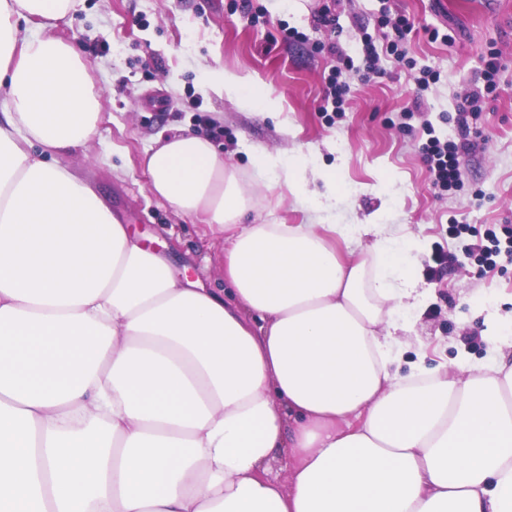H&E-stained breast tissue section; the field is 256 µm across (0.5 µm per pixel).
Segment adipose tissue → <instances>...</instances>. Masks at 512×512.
<instances>
[{
    "instance_id": "ef3b65f1",
    "label": "adipose tissue",
    "mask_w": 512,
    "mask_h": 512,
    "mask_svg": "<svg viewBox=\"0 0 512 512\" xmlns=\"http://www.w3.org/2000/svg\"><path fill=\"white\" fill-rule=\"evenodd\" d=\"M81 2L0 0V512H512V315L476 296L483 364L403 362L425 291L401 226L242 223L255 192L181 131L146 151L148 189L223 232L224 283L176 277L59 162L100 119L53 34ZM254 164L313 211L336 199L340 168Z\"/></svg>"
}]
</instances>
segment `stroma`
Masks as SVG:
<instances>
[{
    "label": "stroma",
    "instance_id": "1",
    "mask_svg": "<svg viewBox=\"0 0 512 512\" xmlns=\"http://www.w3.org/2000/svg\"><path fill=\"white\" fill-rule=\"evenodd\" d=\"M260 15L250 23L236 0H82L60 21L58 37L73 43L89 65L102 99L98 134L87 153L70 164L105 193L132 235L174 263L177 276L218 285L223 280L224 235L200 217L174 212L148 190L141 164L146 148L179 129L210 135L224 160L256 181L259 206L245 223L355 224L382 214L404 225L419 259L422 287L430 295L407 332L405 360L424 352L428 364L480 363L489 356L484 317L475 292L512 309V260L481 264L466 239L448 236L457 221L478 233L512 225V0H252ZM330 7L334 25L319 22ZM402 14L406 35L380 20ZM298 40L286 43L283 29ZM379 59L365 64L364 43ZM399 41L407 63L386 50ZM497 52L498 88L478 111L457 121L458 108L483 88V61ZM253 75L281 98L268 118L237 106L209 88L205 69ZM341 69L349 84L342 112L321 110L328 76ZM436 83L420 89L422 71ZM459 148L461 179L441 192L432 186L420 150L428 133ZM346 153L343 189L323 217L281 186L257 181L252 150L297 151L312 164L331 167L335 146ZM388 181L390 192L376 187ZM449 257L434 272V256Z\"/></svg>",
    "mask_w": 512,
    "mask_h": 512
}]
</instances>
